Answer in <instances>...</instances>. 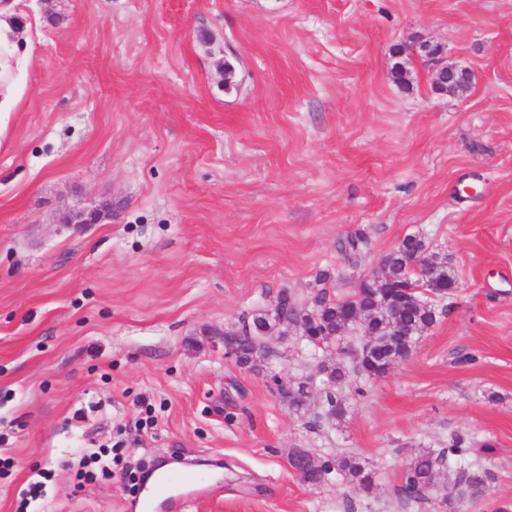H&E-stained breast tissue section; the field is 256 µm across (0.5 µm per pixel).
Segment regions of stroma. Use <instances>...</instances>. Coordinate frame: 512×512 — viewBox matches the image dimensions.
Returning a JSON list of instances; mask_svg holds the SVG:
<instances>
[{
    "label": "stroma",
    "mask_w": 512,
    "mask_h": 512,
    "mask_svg": "<svg viewBox=\"0 0 512 512\" xmlns=\"http://www.w3.org/2000/svg\"><path fill=\"white\" fill-rule=\"evenodd\" d=\"M28 64L0 124V512H134L129 478L173 454L217 467L155 512H512V0H17ZM403 54H395L398 46ZM472 75L439 93L425 46ZM404 62V81L394 77ZM110 206L99 224L69 215ZM363 233L356 262L340 245ZM409 235L457 289L412 354L333 385L300 336L258 367L222 335L283 290L343 296ZM309 382V412L278 383ZM414 503L407 465L452 438ZM118 446L79 481L81 449ZM355 456L366 494L288 464Z\"/></svg>",
    "instance_id": "obj_1"
}]
</instances>
